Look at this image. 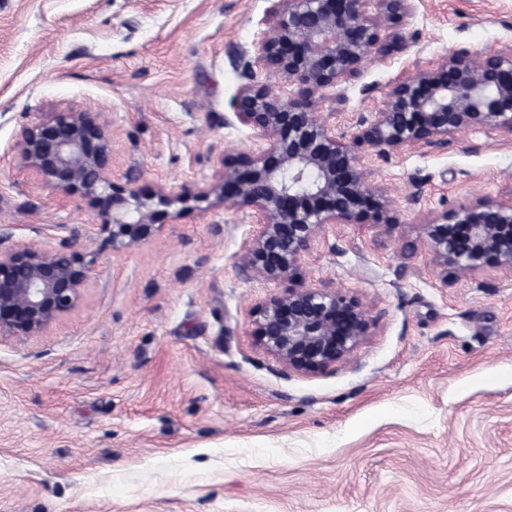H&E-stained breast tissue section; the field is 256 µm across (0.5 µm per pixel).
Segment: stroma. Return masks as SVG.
<instances>
[{
	"mask_svg": "<svg viewBox=\"0 0 512 512\" xmlns=\"http://www.w3.org/2000/svg\"><path fill=\"white\" fill-rule=\"evenodd\" d=\"M408 54L367 60L319 105L343 145L394 82L460 49L512 48V0H411ZM272 0H0V247L79 229L78 305L0 341V512H512V268L442 278L433 213L512 197V137L464 129L437 150L367 158L393 224L326 228L299 282L357 295L368 330L325 371H283L240 275L250 211L186 204L112 248L86 203L44 187L21 125L92 112L112 178L142 195L213 180L255 152L234 98L268 75Z\"/></svg>",
	"mask_w": 512,
	"mask_h": 512,
	"instance_id": "obj_1",
	"label": "stroma"
}]
</instances>
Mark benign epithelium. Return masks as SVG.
<instances>
[{
	"mask_svg": "<svg viewBox=\"0 0 512 512\" xmlns=\"http://www.w3.org/2000/svg\"><path fill=\"white\" fill-rule=\"evenodd\" d=\"M409 0H275V22L257 49L268 73L296 87L244 84L235 117L263 142L256 153L224 151L215 179L192 189L164 186L149 198L134 183L111 180L112 138L92 112H59L25 124L15 147L42 184L77 196L111 229L112 248L150 237L157 207L190 200L250 210L258 231L241 257L249 276L281 285L256 306L258 346L283 370L315 373L346 360L367 332L360 300L332 288L298 284L302 257L317 233L335 224H393L392 202L364 163L403 147L438 148L465 128L512 136V48L481 56L455 51L417 66L390 89L384 109L358 121L354 146H342L317 112L320 96L358 73L373 56L405 53L398 23ZM424 244L443 279L512 267V200L483 198L432 215ZM87 267L67 247L0 249V335L36 336L81 298Z\"/></svg>",
	"mask_w": 512,
	"mask_h": 512,
	"instance_id": "benign-epithelium-1",
	"label": "benign epithelium"
}]
</instances>
